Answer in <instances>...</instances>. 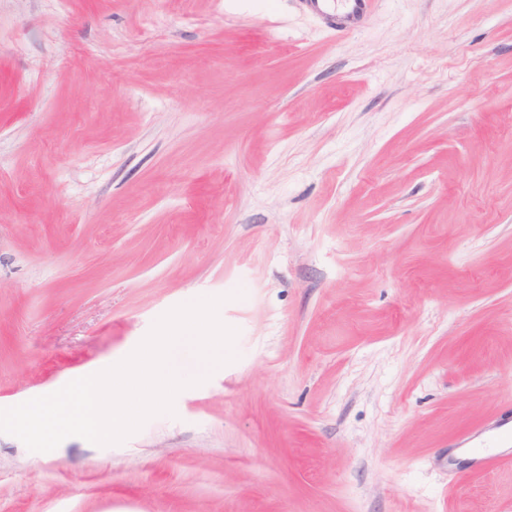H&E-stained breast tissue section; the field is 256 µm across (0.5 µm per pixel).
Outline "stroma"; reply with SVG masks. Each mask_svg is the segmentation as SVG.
Wrapping results in <instances>:
<instances>
[{"instance_id":"35a3bbf8","label":"stroma","mask_w":512,"mask_h":512,"mask_svg":"<svg viewBox=\"0 0 512 512\" xmlns=\"http://www.w3.org/2000/svg\"><path fill=\"white\" fill-rule=\"evenodd\" d=\"M220 295L235 361L0 433V512H512L448 464L512 414V0H0V408ZM313 11L334 17L336 31L348 30L357 26L372 11L375 0H303Z\"/></svg>"}]
</instances>
